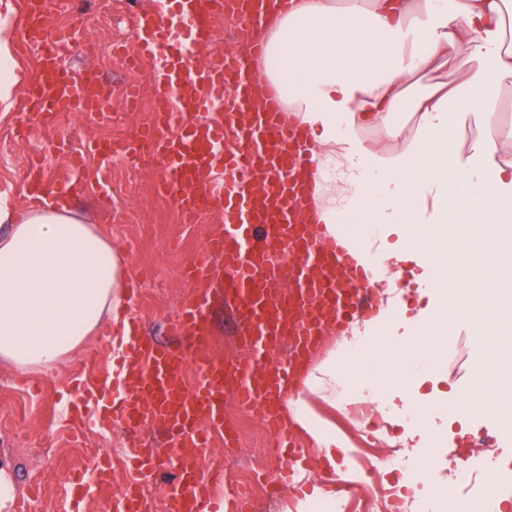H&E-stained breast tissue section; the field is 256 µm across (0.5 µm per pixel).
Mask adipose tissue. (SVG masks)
<instances>
[{"label": "adipose tissue", "mask_w": 512, "mask_h": 512, "mask_svg": "<svg viewBox=\"0 0 512 512\" xmlns=\"http://www.w3.org/2000/svg\"><path fill=\"white\" fill-rule=\"evenodd\" d=\"M261 41L262 74L307 134L321 231L352 247L378 295L376 314L354 318L338 353L298 370L289 421L333 471L346 443L310 400L335 401L340 388L380 414L401 393L417 422H462L477 402L512 417V127L497 122L495 94L512 79V0H294ZM446 65L456 78L433 79ZM460 109L477 128L463 148ZM400 112L409 121L393 123ZM378 128L393 150L367 138ZM0 223V360L45 372L120 320L126 262L64 192L21 214L1 201ZM438 224L455 231L436 233ZM414 260L415 283L450 293L454 308L395 313ZM460 304L484 376L451 402L419 388L441 379ZM398 319L409 327L401 338Z\"/></svg>", "instance_id": "ef3b65f1"}]
</instances>
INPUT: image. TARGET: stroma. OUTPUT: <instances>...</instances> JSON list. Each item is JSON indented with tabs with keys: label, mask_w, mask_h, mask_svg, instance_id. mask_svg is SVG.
Wrapping results in <instances>:
<instances>
[{
	"label": "stroma",
	"mask_w": 512,
	"mask_h": 512,
	"mask_svg": "<svg viewBox=\"0 0 512 512\" xmlns=\"http://www.w3.org/2000/svg\"><path fill=\"white\" fill-rule=\"evenodd\" d=\"M152 5L153 0H85L81 9L72 10L64 0H51L50 28L75 33L62 54L64 65L93 68L110 85L112 119L99 124L64 112L47 129L33 113L18 112L16 102H0V200L19 210L27 209L28 162L45 139L62 145L60 153L45 167V181L53 188L63 176L69 150L82 148L92 140L128 138L148 123L152 91L144 85L145 72L127 64L115 49L133 46L134 18ZM132 84L142 85L143 90L137 108L131 111L123 102ZM157 180V174L142 171L133 162L118 163L111 168L106 191L98 192L86 185L73 191L72 197L89 222L124 249L134 286L129 315L161 340L165 337V320L177 312L188 291L185 265L218 225L212 221L185 223L171 197L158 192ZM120 332V326L105 322L103 331L50 373L22 372L0 362V466L10 473L17 497H25L30 486L39 487L31 512H107V499L128 479L120 429L90 430L77 436L68 417L70 403L76 397V381L112 370L116 356L112 338ZM474 360L467 327L458 325L448 340L447 380L424 384L423 392H465L471 386ZM312 405L321 418L345 436L348 451L339 462L348 481L357 485L353 495L336 496V512H365V501L373 499L387 484L400 488L407 496H424L434 486L447 484L450 457L463 455L462 440L472 439L482 429L497 437L491 456L497 473L493 482L496 495L512 499V431L502 430L497 419L473 412L461 425L435 415L420 426L412 422L397 396L388 416L374 415L372 424L362 427L344 404L333 406L316 399ZM224 416L252 433L253 438L240 442L230 453L216 447L212 460L218 461L222 470L250 478L255 512H282L284 505H296L292 487L274 495L267 491L268 474L285 464L274 449L272 436L266 435L258 420L244 415L234 401H226ZM435 435L440 438L441 462L425 470L419 464V454ZM391 437L409 445L408 471L388 466L392 450L387 440ZM99 453L111 455L114 483L103 489L91 488L82 499H74L70 475L89 468L92 456ZM405 473L412 476V483H401Z\"/></svg>",
	"instance_id": "35a3bbf8"
}]
</instances>
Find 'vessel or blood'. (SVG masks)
<instances>
[{"label": "vessel or blood", "mask_w": 512, "mask_h": 512, "mask_svg": "<svg viewBox=\"0 0 512 512\" xmlns=\"http://www.w3.org/2000/svg\"><path fill=\"white\" fill-rule=\"evenodd\" d=\"M292 0H156L135 19L137 61L150 65L152 116L132 138L95 140L99 157L94 180L107 185L112 163L129 160L143 169L161 168L159 188L170 195L186 222L220 223L189 261L191 283L164 326L182 345L172 348L141 330L126 328L116 374L98 388L81 389L73 407L80 424L123 427L132 466L128 483L110 498V512H145L142 493L154 481L160 460L147 451L145 426L167 428L166 454L176 473L164 496V512H204L222 473L203 471L215 442L237 445L224 419V398L268 420L274 447L289 459L270 481L291 483L305 458L280 418L282 397L297 364L310 355L329 328H342L370 294V275L340 240L320 234L303 173L305 133L274 90L258 92L254 61L264 46L256 37L268 9L288 12ZM239 21L235 37L243 54H225L198 64L195 49L209 42L215 21ZM67 30H49L45 0H23L16 52L35 55L37 74L20 100L23 112H38L44 127L59 113L81 109L97 118L110 87L97 71L64 68L57 44ZM288 253L287 265L275 258ZM220 285L236 314L240 358L217 359L209 340L212 308L208 290ZM290 349L286 361L268 363L273 347ZM199 369L195 381L187 363ZM252 497L231 488L224 512H253Z\"/></svg>", "instance_id": "1"}]
</instances>
